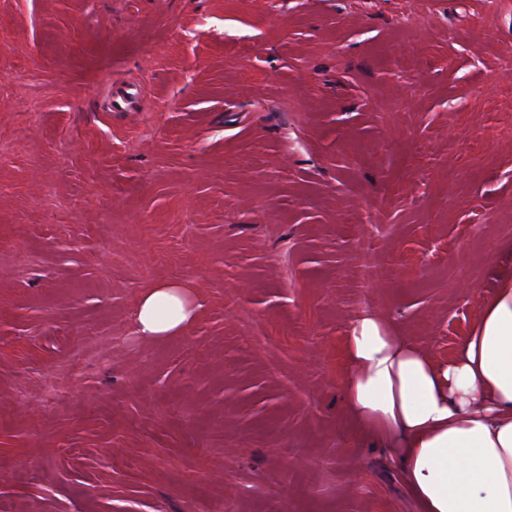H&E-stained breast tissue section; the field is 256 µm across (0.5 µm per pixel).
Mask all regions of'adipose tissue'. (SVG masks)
<instances>
[{
  "label": "adipose tissue",
  "mask_w": 512,
  "mask_h": 512,
  "mask_svg": "<svg viewBox=\"0 0 512 512\" xmlns=\"http://www.w3.org/2000/svg\"><path fill=\"white\" fill-rule=\"evenodd\" d=\"M174 288L139 299L141 336L182 329ZM348 407L397 454L423 512H512V279L483 297L468 336L437 361L359 316L345 338Z\"/></svg>",
  "instance_id": "ef3b65f1"
}]
</instances>
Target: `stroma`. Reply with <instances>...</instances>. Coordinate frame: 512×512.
<instances>
[{"label": "stroma", "mask_w": 512, "mask_h": 512, "mask_svg": "<svg viewBox=\"0 0 512 512\" xmlns=\"http://www.w3.org/2000/svg\"><path fill=\"white\" fill-rule=\"evenodd\" d=\"M510 56L512 0H0V512H421L344 338L512 276ZM135 314L140 335L152 338L181 330L192 310L177 289L157 287L140 297Z\"/></svg>", "instance_id": "obj_1"}]
</instances>
